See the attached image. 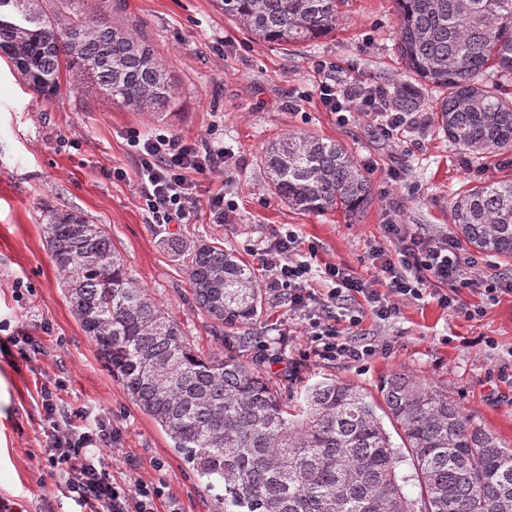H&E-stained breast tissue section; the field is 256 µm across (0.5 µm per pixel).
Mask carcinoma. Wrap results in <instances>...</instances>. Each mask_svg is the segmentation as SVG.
<instances>
[{
  "instance_id": "carcinoma-1",
  "label": "carcinoma",
  "mask_w": 512,
  "mask_h": 512,
  "mask_svg": "<svg viewBox=\"0 0 512 512\" xmlns=\"http://www.w3.org/2000/svg\"><path fill=\"white\" fill-rule=\"evenodd\" d=\"M41 2L0 6V58L31 90L50 97L64 81H90L113 104L162 117L176 103L137 26L79 8L55 18ZM222 3L225 17L270 44L328 36L339 21L340 0ZM395 13L399 57L439 92L428 119L471 158L512 151V96L501 86L512 78V0H395ZM385 106L424 111L407 86L387 92ZM261 155L268 186L293 210L354 219L373 200L362 166L333 140L286 133ZM450 215L464 246L512 258L511 179L456 194ZM43 232L81 330L184 462L224 488V512H512V448L439 386L398 371L376 398L327 379L292 410L256 365L197 351L102 228L48 210ZM170 245L188 252L192 304L215 332L253 324L263 299L249 265L220 243ZM408 483L419 498L404 493Z\"/></svg>"
}]
</instances>
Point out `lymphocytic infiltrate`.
<instances>
[{"instance_id":"1","label":"lymphocytic infiltrate","mask_w":512,"mask_h":512,"mask_svg":"<svg viewBox=\"0 0 512 512\" xmlns=\"http://www.w3.org/2000/svg\"><path fill=\"white\" fill-rule=\"evenodd\" d=\"M324 78L318 86L319 101L331 112H356L384 135L408 126L397 112L382 111L380 87H365L355 80L336 79L333 64L319 62ZM127 142L139 160L141 199L153 223L179 224L190 217L197 201L198 174L224 173L223 147L198 148L164 133L144 135L131 132ZM386 238L396 242L397 252L374 246L369 259L377 271L376 284L355 277L340 264L321 268L326 292L311 286L312 265L297 259L295 231L278 232L264 238L252 249L264 276L266 288L286 297L288 306L304 327L310 354L322 360L359 361L372 352L371 346L352 343L349 331L359 326L364 313L385 321L395 315L400 304L435 297L445 308L456 307V291L467 288L496 298L512 296V276H488L475 257L462 256L450 238L433 239L418 235L407 225L389 221ZM362 295L367 309L350 308L349 300ZM345 309L346 328L335 324L338 309ZM58 384L42 383V405L49 422L47 462L65 478V489L88 512H157L163 487L140 482L135 486L112 481L103 454L117 440L111 422L93 408L70 407L60 401Z\"/></svg>"}]
</instances>
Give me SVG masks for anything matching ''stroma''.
<instances>
[{
  "label": "stroma",
  "instance_id": "stroma-1",
  "mask_svg": "<svg viewBox=\"0 0 512 512\" xmlns=\"http://www.w3.org/2000/svg\"><path fill=\"white\" fill-rule=\"evenodd\" d=\"M120 2L113 21L138 25L178 88L174 114L134 112L86 86L65 84L47 99L0 61V319L41 339L26 360L0 351V500L16 512H79L63 477L45 474L48 423L38 387L56 379L65 385L64 403L94 407L120 430L119 443L105 451L112 480L166 485L159 512H224L223 488L208 487L185 465L82 332L42 232L52 209L103 225L130 275L196 348L257 364L288 404L328 378L374 394L388 374L404 370L447 387L466 412L512 445V297L495 302L465 289L455 310L427 297L401 305L386 321L368 314L354 340L372 344L369 357L306 358L300 319L268 289L243 337L217 338L191 303L184 258L167 247L172 237L218 240L248 261L261 239L291 229L316 246L313 265L343 264L370 281L376 271L368 253L383 242L390 218L428 238L454 236L452 197L474 183L512 177V152L472 159L432 126L387 138L362 116L344 118L321 105L320 60L335 64L341 80L376 81L389 90L407 81L395 50L394 0H343L335 31L296 48L253 39L225 18L221 0ZM133 130L223 146V177L196 175L198 201L183 223H150L139 163L127 145ZM290 132L339 142L362 165L374 199L357 220L336 211L302 214L271 193L261 148ZM220 189L238 204L235 223H214L209 214Z\"/></svg>",
  "mask_w": 512,
  "mask_h": 512
}]
</instances>
